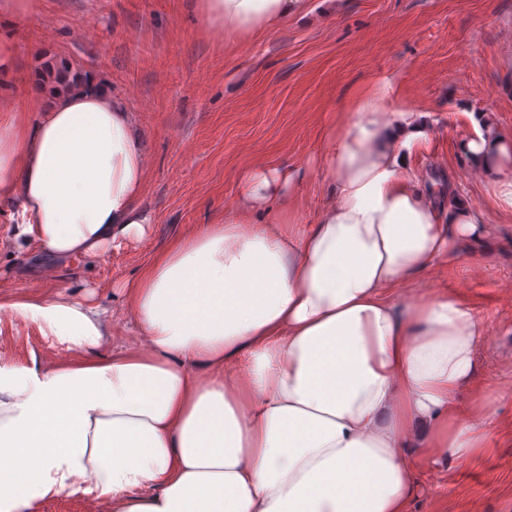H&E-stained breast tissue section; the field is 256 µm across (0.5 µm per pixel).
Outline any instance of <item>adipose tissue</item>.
Instances as JSON below:
<instances>
[{
    "label": "adipose tissue",
    "instance_id": "ef3b65f1",
    "mask_svg": "<svg viewBox=\"0 0 512 512\" xmlns=\"http://www.w3.org/2000/svg\"><path fill=\"white\" fill-rule=\"evenodd\" d=\"M196 8L231 45L307 0ZM39 9L0 0V201L16 206L17 246L95 258L155 221L141 204L146 152L96 78L43 112L14 95V29ZM471 121L457 150L512 218V135L488 113ZM431 135L398 74L350 89L319 146L329 182L315 223L297 216L306 170H246L232 209L123 284L138 344L109 348L106 309L65 293L0 297L71 351L50 367L0 355V512L67 491L111 512H410L411 449L485 448V322L448 290L400 296L487 222L456 189L443 207L422 187L410 157Z\"/></svg>",
    "mask_w": 512,
    "mask_h": 512
}]
</instances>
